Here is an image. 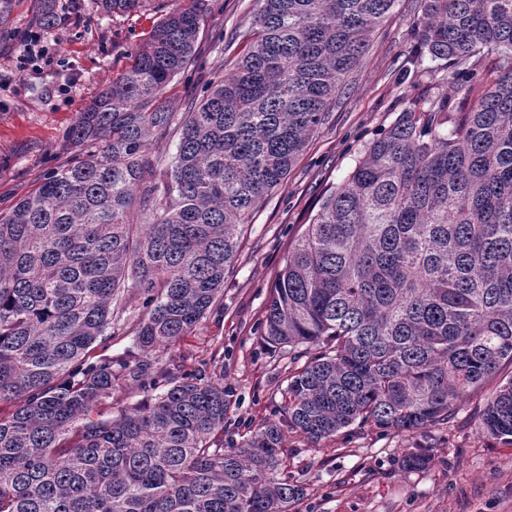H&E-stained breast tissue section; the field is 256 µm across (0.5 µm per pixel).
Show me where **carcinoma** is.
Listing matches in <instances>:
<instances>
[{"label": "carcinoma", "instance_id": "obj_1", "mask_svg": "<svg viewBox=\"0 0 512 512\" xmlns=\"http://www.w3.org/2000/svg\"><path fill=\"white\" fill-rule=\"evenodd\" d=\"M262 2L246 53L184 112L163 91L194 62L204 4L167 13L77 113L78 157L0 215V512H289L304 495L277 424L224 447V364L152 356L216 308L240 226L395 0ZM38 4L35 24L63 20ZM413 38L416 67L486 50L503 72L467 112L414 101L327 189L265 310L262 336L292 364L280 412L314 444L351 426L413 434L484 390L481 433L512 445V0H422ZM128 331L140 353L94 354ZM121 381L153 395L93 419ZM431 462L421 449L402 467Z\"/></svg>", "mask_w": 512, "mask_h": 512}]
</instances>
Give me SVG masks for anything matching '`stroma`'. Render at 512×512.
Returning a JSON list of instances; mask_svg holds the SVG:
<instances>
[{"mask_svg": "<svg viewBox=\"0 0 512 512\" xmlns=\"http://www.w3.org/2000/svg\"><path fill=\"white\" fill-rule=\"evenodd\" d=\"M34 0H19L0 27V214L34 190L52 168L74 155L67 132L77 112L123 72L163 15L190 0H146L141 12L104 16L96 0H58L64 23L38 29L42 53L21 61L23 35L36 29ZM196 61L167 87L184 110L206 76L242 51L260 0H210ZM421 0H396L371 35L367 54L349 74L329 116L310 139L284 182L256 211L241 234L240 251L224 278L217 308L194 331L158 356L190 372L224 358L230 408L224 443L239 444L254 430L281 422L277 412L287 385L288 352L262 338L277 273L297 236L318 210L330 184L344 180L364 144L419 97L463 112L499 75L500 57L483 52L470 61L463 83L404 74ZM483 393L463 398L454 426L412 435L350 427L311 443L285 431L288 478L304 496L291 512H512V445L481 436L472 417ZM417 446L433 461L420 471L399 460Z\"/></svg>", "mask_w": 512, "mask_h": 512, "instance_id": "stroma-1", "label": "stroma"}]
</instances>
